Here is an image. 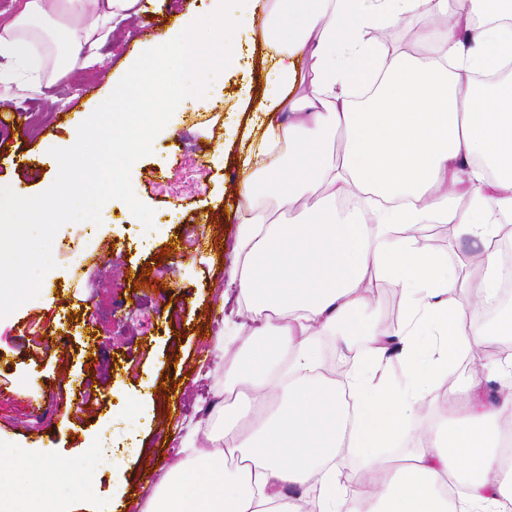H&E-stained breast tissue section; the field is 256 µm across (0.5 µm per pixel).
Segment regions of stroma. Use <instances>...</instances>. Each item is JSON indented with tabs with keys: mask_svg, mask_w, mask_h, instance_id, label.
Wrapping results in <instances>:
<instances>
[{
	"mask_svg": "<svg viewBox=\"0 0 512 512\" xmlns=\"http://www.w3.org/2000/svg\"><path fill=\"white\" fill-rule=\"evenodd\" d=\"M151 22L189 23L209 0H142ZM150 35L138 19L120 25L103 49L104 63L62 77L41 94L8 99L26 112L20 129L0 136V183L28 195L54 188L47 227L50 278L32 298L13 299L15 277L0 264V452L27 449L90 477L94 499L74 512H112L111 461L125 465L123 512H141L158 477L183 455L187 424L218 404L214 388L224 382L216 358L218 336L246 331L248 316L224 319L225 270L242 214L238 186L261 161L246 148L249 123L264 86L263 48L248 42L237 65L220 69L208 100L187 101L169 113L151 148L119 165L135 189L138 212L113 204L105 224L73 223L66 200L69 184L58 182L48 161L68 145L69 121L105 88L124 60ZM422 250L440 255L458 273L477 252V241L445 225L420 227ZM86 324L83 336L54 332L61 311ZM39 375L40 410L28 404L27 381ZM149 386L151 420L128 421L117 393ZM183 408L171 411L173 399ZM102 447L86 456L89 443ZM152 479H143L144 467Z\"/></svg>",
	"mask_w": 512,
	"mask_h": 512,
	"instance_id": "1",
	"label": "stroma"
}]
</instances>
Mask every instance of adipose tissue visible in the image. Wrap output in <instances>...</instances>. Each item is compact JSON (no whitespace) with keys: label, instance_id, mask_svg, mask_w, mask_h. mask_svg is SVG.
I'll return each instance as SVG.
<instances>
[{"label":"adipose tissue","instance_id":"ef3b65f1","mask_svg":"<svg viewBox=\"0 0 512 512\" xmlns=\"http://www.w3.org/2000/svg\"><path fill=\"white\" fill-rule=\"evenodd\" d=\"M426 2L211 0L193 25L149 39L54 157L78 187L69 205L84 223H103L116 201L137 212L120 177L104 187L84 178V136H101V155L114 162L132 146L149 149L147 133L164 112L206 94L198 45L229 61L243 51L238 30H259L268 85L251 118L252 149L270 161L241 193L272 199L282 217L261 209L238 227L228 283L239 287L253 325L223 344L233 358L205 445L182 440L185 459L166 472L145 512H512V465L501 447L512 426V375L495 401L484 398L480 376L450 386L448 415L421 432V448L400 461L382 454L403 437L413 411L430 408V388L451 359L502 363L466 315L496 300L494 241L512 223V0H436L452 21L423 34L417 55L365 42L366 30L393 27ZM143 11L140 0H23L0 24V89L38 91L101 64L112 32ZM371 55L378 66L363 72ZM307 69L308 94L294 99ZM487 73L497 81L479 83ZM150 86L162 111L136 110ZM354 190L368 198L367 217L336 208ZM51 200L48 191L27 196L0 186V224L48 223ZM446 223L481 244L472 282L461 283L406 233ZM376 275L404 298L391 330L372 313ZM460 287L471 303L451 299ZM390 335L405 366L393 386L381 379ZM326 336L364 343L346 382L328 374ZM344 456L361 462L348 476L336 464ZM28 471L14 512H67L38 493L61 481L69 498L92 495L84 478H66L48 460L32 466L24 450L0 459V474Z\"/></svg>","mask_w":512,"mask_h":512}]
</instances>
